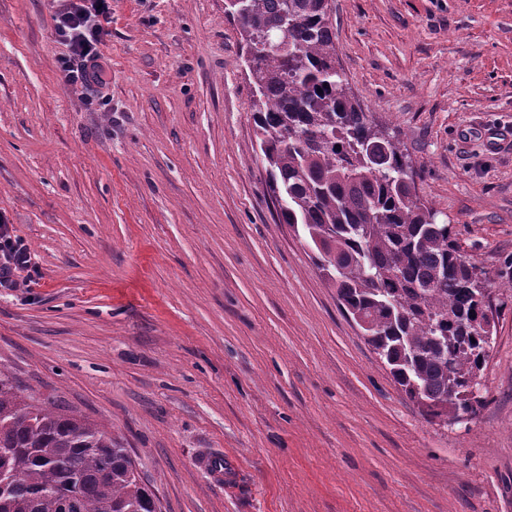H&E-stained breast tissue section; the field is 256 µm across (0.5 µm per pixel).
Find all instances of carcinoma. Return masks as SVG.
I'll return each mask as SVG.
<instances>
[{"instance_id": "cac0c4a2", "label": "carcinoma", "mask_w": 512, "mask_h": 512, "mask_svg": "<svg viewBox=\"0 0 512 512\" xmlns=\"http://www.w3.org/2000/svg\"><path fill=\"white\" fill-rule=\"evenodd\" d=\"M329 0L227 6L253 57L256 135L284 224L301 228L341 308L405 395L442 420L473 414L468 377L493 335L477 320V266L421 203L400 142L377 128L336 70ZM386 149L372 159L366 145ZM0 512H155L127 449L71 411L23 398L0 370Z\"/></svg>"}]
</instances>
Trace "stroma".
<instances>
[{
  "instance_id": "obj_1",
  "label": "stroma",
  "mask_w": 512,
  "mask_h": 512,
  "mask_svg": "<svg viewBox=\"0 0 512 512\" xmlns=\"http://www.w3.org/2000/svg\"><path fill=\"white\" fill-rule=\"evenodd\" d=\"M69 86L52 0H0V369L103 425L160 512H512V0H329L349 94L486 273L480 403L430 418L279 220L224 0H111ZM0 214V288H20L40 275L29 245Z\"/></svg>"
}]
</instances>
